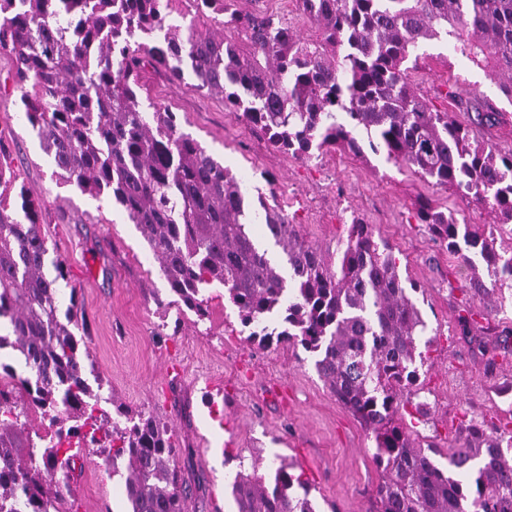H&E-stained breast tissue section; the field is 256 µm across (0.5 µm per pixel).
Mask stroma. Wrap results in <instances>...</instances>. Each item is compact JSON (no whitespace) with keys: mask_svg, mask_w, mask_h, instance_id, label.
Segmentation results:
<instances>
[{"mask_svg":"<svg viewBox=\"0 0 512 512\" xmlns=\"http://www.w3.org/2000/svg\"><path fill=\"white\" fill-rule=\"evenodd\" d=\"M237 7L267 10L302 37L317 36L298 0H239ZM418 55L411 81L420 95L444 111L452 108L450 94H458L465 108L455 117L464 125L471 106L493 103L500 121L478 137L512 148V102L484 69L436 42ZM142 82L149 101L177 112L183 131L242 178L250 197H275L308 244L337 258L359 217L393 247L401 276L420 287L414 299L431 341L416 383L431 407L428 421L411 430L418 444L447 453L466 412L512 423V336L502 334L512 326V288L500 308L473 297L465 264L418 223L414 204L432 198L463 224L490 223L485 209L370 152L331 149L300 162L273 149L222 99L175 86L161 69L143 73ZM0 134L11 144L14 172L47 208L42 231L51 255L65 262L86 321L85 367L122 405L162 416L180 447L193 449L184 471L198 485L189 512H213L216 504L234 512L227 486L239 466L267 475L283 463L304 472L317 512H369L381 476L374 439L319 377L311 354L251 343L218 286L205 292V319L178 313L140 231L111 197L92 199L55 175L15 94L0 95ZM85 211L102 223H80ZM466 313L474 319L467 327L459 321ZM74 495L79 512L124 508L122 479L94 451Z\"/></svg>","mask_w":512,"mask_h":512,"instance_id":"stroma-1","label":"stroma"}]
</instances>
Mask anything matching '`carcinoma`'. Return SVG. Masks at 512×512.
<instances>
[{
    "instance_id": "cac0c4a2",
    "label": "carcinoma",
    "mask_w": 512,
    "mask_h": 512,
    "mask_svg": "<svg viewBox=\"0 0 512 512\" xmlns=\"http://www.w3.org/2000/svg\"><path fill=\"white\" fill-rule=\"evenodd\" d=\"M187 1L189 22L174 5ZM235 0H0V56L12 71L0 94L18 105L58 175L80 193L110 195L158 261L171 305L208 315L205 290L224 287L248 340L300 345L336 399L369 431L382 478L370 512H512V431L485 418L461 421L459 446L443 466L415 443L404 412L422 421L425 400L404 392L419 376L426 329L398 271L393 247L353 220L339 264L305 243L282 209L253 203L242 183L182 131L162 104L144 107L140 74L162 69L176 86L224 99L276 150L311 162L332 147L364 145L423 180L512 224V148L432 109L406 66L423 41L453 39L512 101V0H300L318 30L304 39ZM0 136V335L25 359L17 378L0 363V502L10 512H74L73 485L96 447L124 480L127 512H188L190 488L171 427L151 411L132 413L83 376L75 290L60 319L65 262L45 273L42 204L16 178ZM418 223L473 271L471 291L489 297L512 284V255L492 228L460 224L422 197ZM265 225L283 264L253 240ZM110 404V412L105 405ZM50 431L30 436L28 410ZM304 473L281 465L268 482L238 471L236 512H315ZM301 488L300 495L296 489Z\"/></svg>"
}]
</instances>
